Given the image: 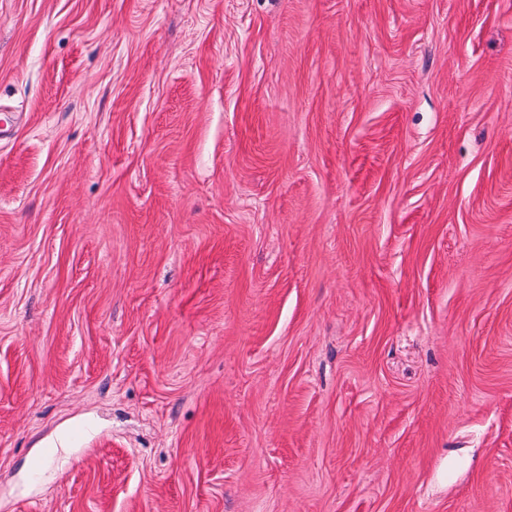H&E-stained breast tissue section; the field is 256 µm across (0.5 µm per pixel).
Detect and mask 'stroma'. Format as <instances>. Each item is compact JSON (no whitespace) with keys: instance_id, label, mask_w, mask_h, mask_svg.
<instances>
[{"instance_id":"1","label":"stroma","mask_w":512,"mask_h":512,"mask_svg":"<svg viewBox=\"0 0 512 512\" xmlns=\"http://www.w3.org/2000/svg\"><path fill=\"white\" fill-rule=\"evenodd\" d=\"M1 111L0 512H512V0H0Z\"/></svg>"}]
</instances>
